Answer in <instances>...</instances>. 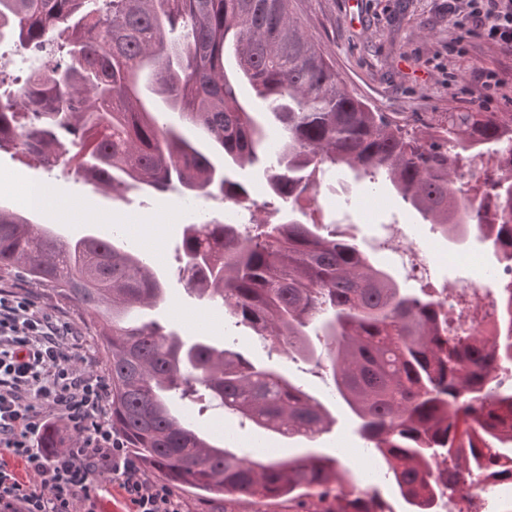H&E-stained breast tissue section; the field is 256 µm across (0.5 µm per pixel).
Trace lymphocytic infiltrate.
Wrapping results in <instances>:
<instances>
[{
  "label": "lymphocytic infiltrate",
  "mask_w": 512,
  "mask_h": 512,
  "mask_svg": "<svg viewBox=\"0 0 512 512\" xmlns=\"http://www.w3.org/2000/svg\"><path fill=\"white\" fill-rule=\"evenodd\" d=\"M453 14L454 29L512 52V0H458ZM73 333L27 297L0 289V512H97L103 482L118 485L126 512H187L114 434L106 383L77 368L67 343ZM50 412L75 433L74 447H38ZM14 460L23 472L11 469Z\"/></svg>",
  "instance_id": "1"
}]
</instances>
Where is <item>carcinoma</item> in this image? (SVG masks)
Wrapping results in <instances>:
<instances>
[{
    "mask_svg": "<svg viewBox=\"0 0 512 512\" xmlns=\"http://www.w3.org/2000/svg\"><path fill=\"white\" fill-rule=\"evenodd\" d=\"M290 0H0V40L55 62L0 94V149L52 168L76 163L93 188L250 200L231 167L263 166L277 222L206 217L183 235L187 287L224 307L272 351L325 368L358 431L392 472L409 512L464 499L467 482L512 470V298L495 336L448 335L437 301L410 294L357 243L325 237L289 203L316 191L324 165L382 179L452 242L470 235L512 256V171L490 169V213L456 186L463 161L496 146L512 167V119L450 112L418 127L373 111L341 84L291 17ZM180 123H161L139 83ZM247 82L272 138L240 101ZM0 272L93 316L110 381L112 431L143 466L198 495L286 497L312 512H393L337 457L239 454L169 404L200 386L256 427L313 439L322 402L279 370L205 337L130 322L165 300L156 270L113 241L62 239L0 206Z\"/></svg>",
    "mask_w": 512,
    "mask_h": 512,
    "instance_id": "carcinoma-1",
    "label": "carcinoma"
}]
</instances>
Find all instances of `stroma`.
<instances>
[{"label": "stroma", "instance_id": "stroma-1", "mask_svg": "<svg viewBox=\"0 0 512 512\" xmlns=\"http://www.w3.org/2000/svg\"><path fill=\"white\" fill-rule=\"evenodd\" d=\"M293 16L325 52L349 93L397 121L413 124L443 119L451 112L480 111L481 90L475 76L481 71L495 72L500 83L492 111L512 113V53L475 35L460 43L452 42L448 0H293ZM20 182L49 183L59 196L85 201L87 213L77 221H54L45 212L39 216L41 223H53L58 234L67 240L90 234L108 238L124 220L145 219L146 224L138 233H125L117 244L145 254L164 282L167 299L150 310V317L175 328L183 339L205 336L217 345L231 342L244 355L275 365L321 400L335 422L328 432L310 441L259 434L211 400L193 402L172 396V406L178 413L199 430L223 437L229 448L259 445L287 456L308 449L337 456L343 449H352L348 465L358 472L376 469L379 477L374 489L394 512H407L387 464L370 453L367 442L357 432L354 415L336 398L329 377L311 363L269 352L249 328L235 325L222 307L187 290L180 273L179 248L184 227L199 222L206 213L224 214L227 205L223 200L211 198L197 203L174 192L156 195L138 190L114 197L86 184L72 166L62 164L48 171L16 150H1L0 205L21 209L16 190ZM315 200L323 217L338 210L348 211L350 222L341 226L339 233L362 247H369L371 240L388 234L391 226L398 223L403 227V236L421 240L435 254L448 252V241L433 233L421 215L382 182H365L346 194L334 177L327 175ZM466 245L482 251L483 261L472 268L448 265L436 269L438 281L465 284L478 279L489 283L495 257L476 238L467 239ZM17 285L38 305L73 325L79 334L85 369L106 376L103 345L94 334L91 317L80 307L48 299L32 283L0 276V286ZM176 495L188 512L295 510L294 504L284 498L244 497L229 502L221 497L202 498L188 489L177 490Z\"/></svg>", "mask_w": 512, "mask_h": 512}]
</instances>
